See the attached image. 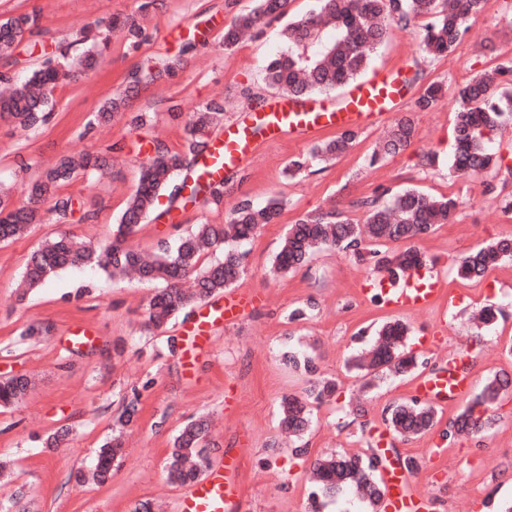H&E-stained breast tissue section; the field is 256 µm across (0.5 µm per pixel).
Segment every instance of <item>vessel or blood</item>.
<instances>
[{
	"mask_svg": "<svg viewBox=\"0 0 512 512\" xmlns=\"http://www.w3.org/2000/svg\"><path fill=\"white\" fill-rule=\"evenodd\" d=\"M401 88L400 78L377 76L349 86L343 102L335 107L313 101L296 103L286 98L275 101L262 111L246 113L240 121L225 126L221 138L198 156L197 172L209 179H221L238 170L261 141L286 136L307 140L328 128H366L397 102ZM377 294L386 307L396 311L424 309L439 303L452 308L463 300L462 295L445 293L439 282L425 281L420 273L401 285L381 281ZM258 301L255 294L228 292L206 302L186 327V359L195 360L197 352L208 344L212 324L233 322ZM470 387L471 378L463 368L462 358L454 356L444 370L423 378L418 391L423 400L437 403L463 399ZM240 467V455L231 452L212 462L207 471L184 489L177 512H244L237 483ZM412 477L403 457L390 456L383 469L381 512H433V502L417 493Z\"/></svg>",
	"mask_w": 512,
	"mask_h": 512,
	"instance_id": "1",
	"label": "vessel or blood"
}]
</instances>
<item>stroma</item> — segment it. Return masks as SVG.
<instances>
[{"instance_id":"35a3bbf8","label":"stroma","mask_w":512,"mask_h":512,"mask_svg":"<svg viewBox=\"0 0 512 512\" xmlns=\"http://www.w3.org/2000/svg\"><path fill=\"white\" fill-rule=\"evenodd\" d=\"M139 3L0 0V21L35 12L49 31L44 46L25 40L11 55L0 54V71L15 60L30 66L46 53H78L80 30L100 18L138 14L149 35L136 48L112 35L100 69L59 84L56 111L48 124L22 132L0 119V197L12 204L25 201L22 177H35L63 156L90 150L112 159L110 174L88 173L63 187V195L81 203V210L62 218L51 203H44L41 222L28 236L0 243V376L24 374L32 380L19 405L0 408V458L11 463L10 471L0 474V499L20 495L16 512H133L144 501L151 503L153 512H175L184 486L168 478L165 457L181 425L203 418L210 424L211 455L232 449L243 458L239 485L246 512H371L367 501L350 488L333 496L316 495L314 461L332 454L368 453L374 434L384 432L387 405L416 397L420 380L446 366L451 355L466 354L476 394L487 376L512 375V261L477 281L461 279L455 272L463 255L491 239L512 235V213L502 209L503 200L512 198V172L502 168L484 179L453 173L452 99L416 113L408 94L383 121L362 129L351 150L318 164L315 172L288 177L289 162L309 154L314 142L284 139L262 144L249 164L232 175L222 206L163 196L161 202L173 210L176 222L147 218L127 238L128 247L150 252L159 240L172 239L190 225L225 223L231 207L242 199L262 204L277 197L284 203L278 222L265 225L245 244L246 269L234 286L238 292L259 294V305L234 323L211 327V346L191 377L183 372L181 351L167 346L168 337L181 335L182 321L154 334L144 328L156 284L112 279L98 269L69 268L18 300L16 284L41 241L63 231L96 245L111 241L154 143L183 150V124L170 116L171 105L180 104L187 113L220 98L222 120L228 123L248 110L244 90L266 101L277 96V89L265 80L266 63L287 51L283 29L306 14L315 0H290L285 15L229 50L223 30L214 28L213 21L231 22L251 9L253 0H159L143 15ZM419 30L414 24L392 31L373 55L368 73L411 77L419 88L441 81L452 91L477 73L512 60V0H485L463 42L444 58L420 55ZM172 60L178 63L173 74L141 84L133 96H125L132 71ZM118 97L125 100L119 114L111 123H96L101 104ZM133 112L152 113L151 126L130 129L126 119ZM408 112L418 131L414 143L368 166L367 158L383 132ZM428 152L436 153L438 160L425 169L421 158ZM490 183L495 192L487 191ZM407 187L460 201L453 222L439 225L418 246L431 261L429 275L443 288L463 294L464 302L449 312L438 306L400 312L412 330L408 345L422 362L414 374L388 375L365 392L361 378L346 363L372 344L366 326L392 316L366 290L376 272L369 263L333 249L321 250L305 267L283 276L273 273L272 263L288 225L298 218L338 211L359 221L363 213L356 200ZM310 299L315 307L308 317L289 321L290 312ZM486 304L500 307L501 313L484 328L486 342L476 350L470 346L474 318ZM38 324L50 326V333L26 336V329ZM78 327L91 331L89 344L69 343L71 330ZM427 336L442 337L443 342L423 345ZM291 348L311 355L319 374L337 384L335 398L314 408L312 424L300 439L288 435L279 416L282 397L301 393L306 386L305 376L283 358ZM134 387L141 391L140 403L123 433V458L111 479L103 485L76 483L72 470L93 465L100 445L112 434L124 396ZM463 406L460 400L439 405L436 429L409 439L387 434V445L420 460L414 484L431 497L435 512H498L512 501V390L496 401L498 422L492 430L458 437L440 457L431 456L449 419ZM62 426L71 428V441L53 450L42 448L41 436ZM301 442L308 452L298 457L293 449Z\"/></svg>"}]
</instances>
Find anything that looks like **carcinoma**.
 Listing matches in <instances>:
<instances>
[{
  "mask_svg": "<svg viewBox=\"0 0 512 512\" xmlns=\"http://www.w3.org/2000/svg\"><path fill=\"white\" fill-rule=\"evenodd\" d=\"M484 0H316V6L303 17L290 22L284 31L288 52L270 58L266 78L278 90L297 98L330 93L353 83L365 71L371 55L385 41L394 26L408 27L423 19L420 49L430 59L446 56L462 42L467 23L483 9ZM288 0H254L247 13L234 17L224 29V46L233 47L241 33L259 28L266 21L286 13ZM332 22L337 36L314 56L296 53L293 48L306 46L318 35L320 27ZM116 31L130 44L146 40L142 27L131 17L97 20L86 26L82 35L83 50L76 58L65 54L47 57L40 64L23 68L24 75L7 69L0 72V84L8 93L0 95V118L20 129L47 123L55 111L53 91L62 80L78 74L90 75L105 60L109 37L102 31ZM44 35L46 30L36 13L21 14L0 22V52L12 51L17 39ZM173 72L164 69L134 71L133 84ZM445 96L443 84L435 82L419 90L412 109L424 112L436 108ZM453 125L454 172L463 176H480L502 162L487 143L491 134L512 116V61L476 74L458 88ZM224 112V102L212 99L185 120L188 154L172 153L163 144L141 166L140 176L122 213L117 235L105 246L76 240L62 232L35 249L23 271L19 298L41 287L57 271L67 267H97L111 277L135 272L139 279L161 285L150 299L145 327L161 329L178 317L185 319L214 295L230 289L245 271L246 252L241 244L253 239L259 229L276 222L283 206L272 198L257 206L244 199L235 203L225 224H193L172 240L162 241L153 254H144L124 245V238L151 215L161 219L169 212L156 213L162 192L171 195L180 188L171 186L175 173L192 165L209 144L210 130ZM359 133L345 130L318 145L309 157H299L288 166V175L303 173L313 162H328L347 152ZM416 136L413 121L402 116L394 123L379 148L372 152L368 164L374 166L386 157L411 145ZM106 157L82 152L61 158L44 168L26 184L28 205L13 207L0 198V243L26 236L37 223L34 204L50 199L60 215L74 213V201L60 194L63 184L88 171L105 174ZM363 211L361 222L339 213L308 214L288 225L281 246L274 256L275 269L288 274L303 267L312 256L334 248L357 259L373 263L378 271L396 278L426 265V256L416 242L434 231L436 225L449 223L458 207L452 196L434 197L415 188L396 192L383 203L377 197L358 201ZM512 259V237H501L472 250L458 262V275L465 280H479L500 263ZM409 328L400 320L383 323L376 330L372 347L351 359V368L368 377L370 386L388 373L406 374L418 367L417 356L405 350ZM284 359L307 374V387L301 395H288L280 403V423L303 436L311 423L312 405L322 403L336 392V383L317 375V367L307 357L290 351ZM30 386L25 375L0 380V407L19 404ZM509 386V379L495 374L485 380L482 393L470 401L441 433V442L452 443L461 433H482L497 424L489 413L492 404ZM386 426L404 438L426 434L439 422L432 405L416 398L395 402L388 407ZM122 443L113 436L99 449L91 479L97 484L108 482L112 466L118 460ZM207 426L202 420L187 422L173 438L166 468L171 479L189 484L201 476L209 465ZM379 455L331 456L316 460L314 468L318 487L324 495H334L347 485H359L369 504L376 505L381 496L377 479Z\"/></svg>",
  "mask_w": 512,
  "mask_h": 512,
  "instance_id": "1",
  "label": "carcinoma"
}]
</instances>
